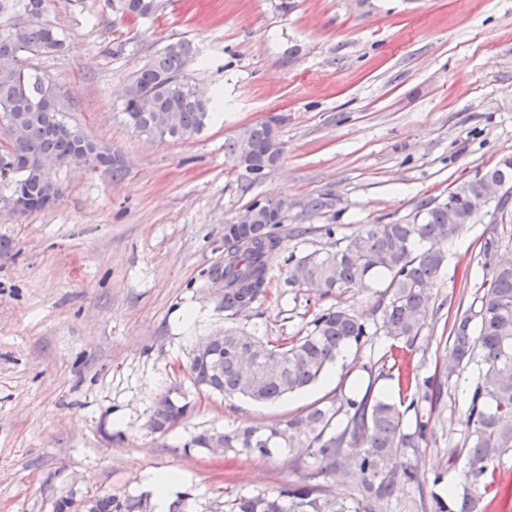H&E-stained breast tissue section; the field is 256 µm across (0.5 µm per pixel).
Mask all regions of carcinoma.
Listing matches in <instances>:
<instances>
[{
	"label": "carcinoma",
	"instance_id": "cac0c4a2",
	"mask_svg": "<svg viewBox=\"0 0 512 512\" xmlns=\"http://www.w3.org/2000/svg\"><path fill=\"white\" fill-rule=\"evenodd\" d=\"M45 2L0 0V17L29 12L39 16L0 27V59L23 61L64 52L65 38L40 20ZM116 3L123 18L151 16L153 0ZM192 55L191 42L179 40L133 73L120 108L124 124L133 133L155 142L185 140L213 118L212 100L198 95L185 74ZM7 115L16 132L9 148L0 151V185H6L11 195L28 198L31 210H45V200L54 202L62 195L61 187L51 192L43 179L40 162L44 158L67 165L76 155L94 157L107 164L112 178L125 177L119 155L72 126L51 82L22 64L0 71V117ZM282 122V116L271 115L224 143L225 155L234 166L243 164L256 172L246 185L262 180L280 161ZM488 178L511 183L512 157H507L506 165L496 164L460 183L448 191L446 199L421 203L410 222L362 224L351 236L336 240V249L301 257H282V238L276 229L286 220L285 213L259 211L254 223L240 232L242 243L230 239L232 225H224V268L214 272V280L224 283V310L240 312L267 299L273 268L285 264L286 286L297 287L296 275L302 274L318 282L326 295L386 280L378 301L381 324L372 331L349 309L338 306L317 315L312 329L297 339L264 342L252 333L226 328L221 345L194 354L190 373L195 386L269 403L317 382L346 349H361L377 332L390 342L378 360L362 364L369 378L362 393H345L336 401L264 427L203 432L192 439L194 446L208 448L217 435L222 447L261 457L278 448H296L299 465L314 460V469L301 480L275 493L238 494L226 512H483L473 488L488 490L489 471L512 451V263H500L498 238L490 236L481 243L483 294L467 306L458 303L442 358L449 379L461 376L473 363L478 366L461 429V450L468 463L460 480L448 486L446 496L426 490L418 459L406 456V449L417 450L425 439L427 421L419 403L436 407L442 385L419 382L400 344L411 345L420 335L430 307L429 286L445 262L442 245L474 222L470 200L480 181ZM450 213L459 216L460 223H448ZM381 379L395 381L398 396L374 391ZM178 393L175 387L156 400L155 430H166L187 416L190 403L176 398ZM411 410L415 414L412 430L406 422ZM337 472L351 484L347 498L331 496L318 482ZM399 486L407 489V497L397 502L394 495ZM140 508L142 501L132 496L100 495L91 512H139Z\"/></svg>",
	"mask_w": 512,
	"mask_h": 512
}]
</instances>
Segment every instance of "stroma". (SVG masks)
Here are the masks:
<instances>
[{
	"label": "stroma",
	"mask_w": 512,
	"mask_h": 512,
	"mask_svg": "<svg viewBox=\"0 0 512 512\" xmlns=\"http://www.w3.org/2000/svg\"><path fill=\"white\" fill-rule=\"evenodd\" d=\"M162 0L157 16L120 19L112 0H47L43 19L66 37L59 56L31 65L56 86L66 117L118 151L123 179L64 166L62 195L22 218L0 214V512H79L110 493L158 505L149 474L178 472L170 499L186 512L272 492L303 471L294 454L268 457L191 446L198 433L272 424L352 388L385 343L349 349L303 392L266 405L196 390L195 346L236 327L274 340L303 336L317 314L344 306L379 321L382 283L322 294L286 288L226 312L211 272L224 264V227L256 200H288L285 253L334 248L363 224L412 221L477 170L512 155V0ZM194 47L186 72L223 110L186 140L151 142L121 121L133 72L169 43ZM123 53H116L117 44ZM279 113L281 162L245 186L224 155L244 127ZM323 197L326 207L310 209ZM512 260V211L491 212L448 242L429 313L408 356L440 378L451 323L446 301L481 296L479 237ZM469 367L448 381L420 449L424 485L453 484ZM193 411L152 430L155 399L174 386Z\"/></svg>",
	"instance_id": "1"
}]
</instances>
